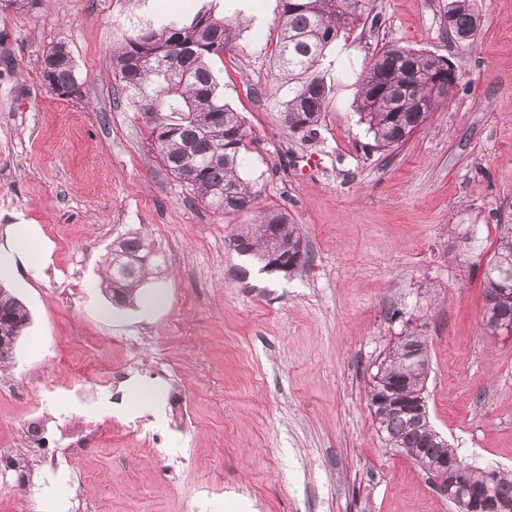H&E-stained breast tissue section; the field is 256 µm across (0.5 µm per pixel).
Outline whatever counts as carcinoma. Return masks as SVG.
Returning a JSON list of instances; mask_svg holds the SVG:
<instances>
[{
    "instance_id": "cac0c4a2",
    "label": "carcinoma",
    "mask_w": 512,
    "mask_h": 512,
    "mask_svg": "<svg viewBox=\"0 0 512 512\" xmlns=\"http://www.w3.org/2000/svg\"><path fill=\"white\" fill-rule=\"evenodd\" d=\"M128 24L110 50L116 92L134 109L148 145L166 172L198 202L235 224L231 240L240 241L241 257L266 271L280 258L307 262L297 225L280 206H258L259 191L244 178L247 155L258 143L241 113L224 102L213 62L235 51L246 26L243 11L230 18L219 4L204 3L193 14H169L144 20L137 14L148 0H128ZM369 0H278L279 41L276 60L292 85L284 102V122L302 138L317 135L330 90L320 75L325 51L351 30ZM445 17L455 37L474 39L479 17L473 0H448ZM430 54L392 44L375 55L361 75L355 110L367 126L373 148L390 150L424 125L441 101L433 93L437 73ZM48 87L59 97L80 94L75 63H59ZM224 160H214L216 153ZM493 255L483 276L485 334H500V323L512 322V304L503 305L499 289L512 293V222L497 225ZM164 273L163 261L148 239L133 232L112 243L106 277L100 288L111 303L130 305L141 286ZM30 324L26 305L0 286V338L20 339ZM429 363L410 368L405 350L395 341L371 376L369 406L385 440L427 462L458 456L431 424L420 423L405 404L426 394ZM459 480L512 504V472L465 466Z\"/></svg>"
}]
</instances>
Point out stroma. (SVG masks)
Returning <instances> with one entry per match:
<instances>
[{"label": "stroma", "mask_w": 512, "mask_h": 512, "mask_svg": "<svg viewBox=\"0 0 512 512\" xmlns=\"http://www.w3.org/2000/svg\"><path fill=\"white\" fill-rule=\"evenodd\" d=\"M448 0H371L320 67L332 92L316 138L294 137L275 64L278 0H258L216 70L258 137L246 176L287 208L308 254L291 275L230 246L232 225L168 175L126 102L109 50L125 0L0 5V247L39 228L40 270L0 267L30 312L0 365V512H455L428 474L386 444L370 377L410 319L430 345L434 428L475 467L512 470V338L485 335L483 273L512 217V0H476L471 42L449 36ZM65 43L81 94L39 74ZM397 43L451 61L458 87L398 148L370 149L353 101L372 56ZM473 226L476 245L456 257ZM147 235L165 261L133 306L99 287L112 243ZM123 371L119 383L102 366ZM158 388L152 404L134 384ZM95 431L81 454L70 444ZM72 477L37 506L39 455Z\"/></svg>", "instance_id": "35a3bbf8"}]
</instances>
